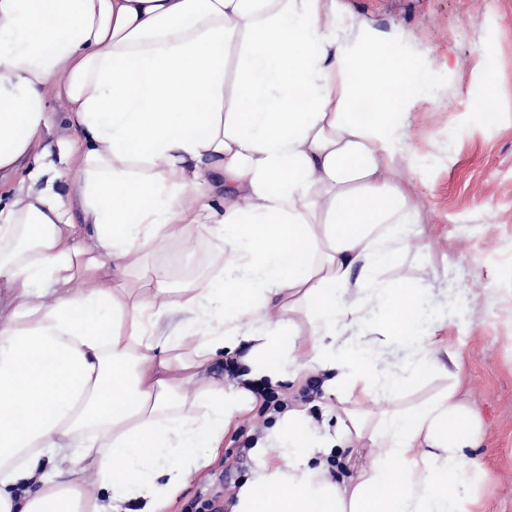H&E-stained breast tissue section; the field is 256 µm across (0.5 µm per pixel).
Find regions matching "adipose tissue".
Wrapping results in <instances>:
<instances>
[{"mask_svg":"<svg viewBox=\"0 0 512 512\" xmlns=\"http://www.w3.org/2000/svg\"><path fill=\"white\" fill-rule=\"evenodd\" d=\"M418 83L340 0H0V173L28 180L0 206V512H159L245 422L231 512H479L482 419L455 395L332 432L266 425L250 389L312 375L361 406L438 351L421 315L447 299L378 278L424 237L398 174ZM53 100L73 137L45 183ZM166 251L204 267L168 287ZM241 346L237 385L210 376Z\"/></svg>","mask_w":512,"mask_h":512,"instance_id":"ef3b65f1","label":"adipose tissue"}]
</instances>
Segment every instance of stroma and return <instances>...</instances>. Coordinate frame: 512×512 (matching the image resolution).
<instances>
[{"instance_id": "1", "label": "stroma", "mask_w": 512, "mask_h": 512, "mask_svg": "<svg viewBox=\"0 0 512 512\" xmlns=\"http://www.w3.org/2000/svg\"><path fill=\"white\" fill-rule=\"evenodd\" d=\"M343 2L355 21L404 32L422 56L403 176L421 205L426 248L402 253L379 278L447 294V320L424 326L461 360L457 370L426 367L412 388L370 411L406 410L456 390L484 420L483 440L470 454L492 476L472 489L481 512H512V0ZM488 85L496 89L497 115L474 120L472 106ZM307 385L290 383V401L336 429L341 406ZM248 442L243 431L226 435L220 454L168 512H185L219 477L241 483L253 466L241 454Z\"/></svg>"}]
</instances>
